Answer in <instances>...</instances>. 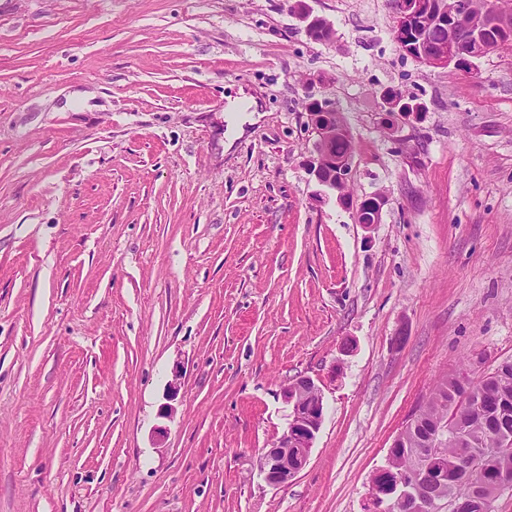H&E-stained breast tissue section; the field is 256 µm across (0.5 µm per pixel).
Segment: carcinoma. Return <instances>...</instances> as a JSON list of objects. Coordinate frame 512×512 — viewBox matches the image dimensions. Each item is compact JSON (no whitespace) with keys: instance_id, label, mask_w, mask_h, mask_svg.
I'll list each match as a JSON object with an SVG mask.
<instances>
[{"instance_id":"1","label":"carcinoma","mask_w":512,"mask_h":512,"mask_svg":"<svg viewBox=\"0 0 512 512\" xmlns=\"http://www.w3.org/2000/svg\"><path fill=\"white\" fill-rule=\"evenodd\" d=\"M421 416L423 427L388 455V473L372 494L374 512H414L417 491L403 494L400 487L419 468L431 475L420 492L433 505L446 499L449 512H494L497 496L512 488V445L502 447L495 438L500 427L512 428V359L478 377L464 370L439 382ZM436 423L450 427L448 445L425 455L422 440Z\"/></svg>"}]
</instances>
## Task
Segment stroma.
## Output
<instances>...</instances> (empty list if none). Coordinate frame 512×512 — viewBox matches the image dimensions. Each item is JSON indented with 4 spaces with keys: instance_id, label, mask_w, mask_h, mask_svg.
Listing matches in <instances>:
<instances>
[{
    "instance_id": "stroma-1",
    "label": "stroma",
    "mask_w": 512,
    "mask_h": 512,
    "mask_svg": "<svg viewBox=\"0 0 512 512\" xmlns=\"http://www.w3.org/2000/svg\"><path fill=\"white\" fill-rule=\"evenodd\" d=\"M304 3L332 41L287 0H0V512H368L436 384L512 358V54L427 67L389 0ZM387 88L424 112L387 129ZM299 376L323 420L274 487ZM316 104L322 112H316L311 106ZM311 112H308V126L314 134L313 151L307 163V172L312 175L317 183L327 190L338 192L342 201L341 187L353 181V155H348L353 147L351 137L337 135L338 131H344L341 120L342 113L336 110L334 104L328 99H315L312 95H306V104ZM336 138L332 142L331 141ZM332 152L336 155H333ZM348 155V156H346ZM346 156V157H344ZM336 157H344L336 159Z\"/></svg>"
}]
</instances>
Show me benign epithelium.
Returning a JSON list of instances; mask_svg holds the SVG:
<instances>
[{
  "mask_svg": "<svg viewBox=\"0 0 512 512\" xmlns=\"http://www.w3.org/2000/svg\"><path fill=\"white\" fill-rule=\"evenodd\" d=\"M391 5L396 43L405 54L429 67L457 70L464 63L473 67L483 53L512 42V7L503 0H484L478 12L472 0H391ZM438 22L448 26V43L429 46L424 41L425 29ZM381 100L382 111L387 113L424 110L421 103L398 89L382 93ZM314 104L319 111L308 113L314 143L307 172L320 186L338 192L354 176L353 156L338 159L330 149L336 133L345 130L343 116L330 100L306 95V106ZM371 199V206L358 210L362 214L358 223L366 228L381 222L387 202L380 193ZM281 395L291 406L288 429L260 461L265 481L275 487L287 485L306 465L324 412L323 395L308 376L287 382Z\"/></svg>",
  "mask_w": 512,
  "mask_h": 512,
  "instance_id": "obj_1",
  "label": "benign epithelium"
}]
</instances>
